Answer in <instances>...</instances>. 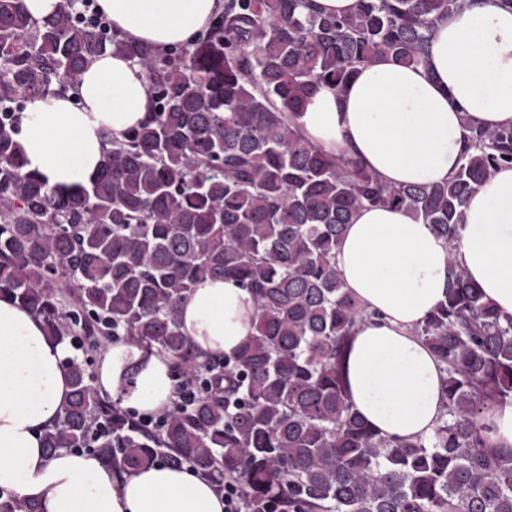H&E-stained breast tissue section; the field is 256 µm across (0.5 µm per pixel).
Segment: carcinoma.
<instances>
[{"mask_svg": "<svg viewBox=\"0 0 512 512\" xmlns=\"http://www.w3.org/2000/svg\"><path fill=\"white\" fill-rule=\"evenodd\" d=\"M312 0H224L189 46L157 53L96 25L83 0L41 19L0 0V296L48 336L96 351L124 336L169 356L196 397L154 429L67 359L71 392L44 448L85 450L123 472L187 465L241 484L248 512H512V451L488 449L483 421L512 399V318L448 263L445 299L414 333L444 365V412L429 440L384 437L348 401L357 326L380 317L335 263L365 206L403 209L454 245L469 198L512 165V127L473 129L436 185L391 186L351 155L324 153L299 117L320 85L340 88L377 57L426 61L439 22L470 0H358L343 16ZM143 67L152 111L74 192L24 171L14 139L24 105L75 91L105 52ZM207 278L255 298V333L235 354L200 352L180 305ZM0 512H40L0 489Z\"/></svg>", "mask_w": 512, "mask_h": 512, "instance_id": "carcinoma-1", "label": "carcinoma"}]
</instances>
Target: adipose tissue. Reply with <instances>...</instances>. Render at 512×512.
I'll return each mask as SVG.
<instances>
[{"mask_svg":"<svg viewBox=\"0 0 512 512\" xmlns=\"http://www.w3.org/2000/svg\"><path fill=\"white\" fill-rule=\"evenodd\" d=\"M113 29L162 52L208 27L224 0H97ZM144 70L120 54L97 57L73 96L31 101L17 140L26 170L50 186L87 184L104 160L102 131L122 137L147 120ZM299 122L332 155L352 154L391 185L447 181L475 126L512 125V9L474 0L439 22L425 64L387 57L342 88L320 86ZM500 313L512 316V167L470 199L456 248L399 209L367 206L336 249L345 288L379 319L358 326L346 371L356 412L381 435L429 438L440 419L443 367L414 328L442 300L448 257ZM256 302L232 279L200 282L182 304L185 334L205 354H232L253 335ZM68 348L42 320L0 297V489L41 512H224L215 485L161 463L117 473L94 454L43 450L42 434L70 391ZM94 386L130 407L165 411L176 397L168 360L121 339L106 345Z\"/></svg>","mask_w":512,"mask_h":512,"instance_id":"ef3b65f1","label":"adipose tissue"}]
</instances>
